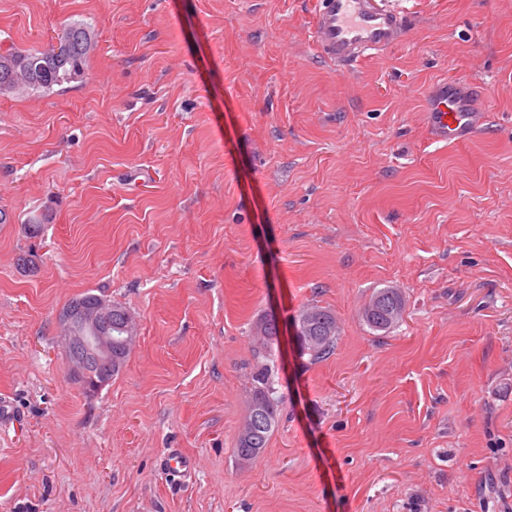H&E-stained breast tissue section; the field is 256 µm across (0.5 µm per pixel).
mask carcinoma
Wrapping results in <instances>:
<instances>
[{
    "label": "carcinoma",
    "mask_w": 512,
    "mask_h": 512,
    "mask_svg": "<svg viewBox=\"0 0 512 512\" xmlns=\"http://www.w3.org/2000/svg\"><path fill=\"white\" fill-rule=\"evenodd\" d=\"M70 34L68 43L59 48L21 50L8 48L11 63L18 69L36 67L39 82L28 86L32 91L50 92L80 77L91 51L86 49L89 29L81 23H72L63 28ZM405 302L401 293L392 287L380 288L373 292L368 304L361 312L363 322L374 331H388L403 319ZM129 309L119 302L112 307V374L122 367L130 348L122 344L125 330V316ZM295 338L301 356H310L316 361L329 355L335 349L340 328L336 314L317 305L303 307L294 318ZM254 356L258 360L252 376L247 415L243 428L239 430L235 454L243 464L255 461L267 447L268 441L278 422L280 397L275 387L273 366L277 360L279 346L278 320L267 315L256 322L253 328ZM261 407L270 419V425L256 436V443L245 440L246 427L250 426L252 412Z\"/></svg>",
    "instance_id": "carcinoma-1"
}]
</instances>
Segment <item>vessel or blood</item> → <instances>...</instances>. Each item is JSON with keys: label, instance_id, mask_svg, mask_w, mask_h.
Returning <instances> with one entry per match:
<instances>
[{"label": "vessel or blood", "instance_id": "obj_1", "mask_svg": "<svg viewBox=\"0 0 512 512\" xmlns=\"http://www.w3.org/2000/svg\"><path fill=\"white\" fill-rule=\"evenodd\" d=\"M403 34L404 10L398 0H320L315 15V46L339 65L391 49ZM426 110L439 141H461L482 124L471 90L459 82L437 84Z\"/></svg>", "mask_w": 512, "mask_h": 512}]
</instances>
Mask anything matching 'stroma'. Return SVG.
Wrapping results in <instances>:
<instances>
[{
    "label": "stroma",
    "instance_id": "1",
    "mask_svg": "<svg viewBox=\"0 0 512 512\" xmlns=\"http://www.w3.org/2000/svg\"><path fill=\"white\" fill-rule=\"evenodd\" d=\"M403 5V40L341 67L317 0H0V43L97 44L0 95V512H512V0ZM441 80L482 93L458 143L429 131ZM387 286L406 313L374 331ZM83 293L139 323L91 394L58 322ZM312 304L340 326L317 362ZM270 312L281 412L243 465ZM62 31L69 32L70 39L58 51L54 45L45 50L7 48L14 67L28 69L35 65L38 70L40 82L28 86L27 91L50 92L54 87H62L82 77L85 63L92 53L86 49L87 34L91 37V33L81 23L69 24ZM405 302L401 293L392 287L373 292L361 312L363 322L374 331H388L403 319ZM295 338L302 357L316 361L335 349L340 328L331 310L317 305L304 306L294 318Z\"/></svg>",
    "mask_w": 512,
    "mask_h": 512
}]
</instances>
